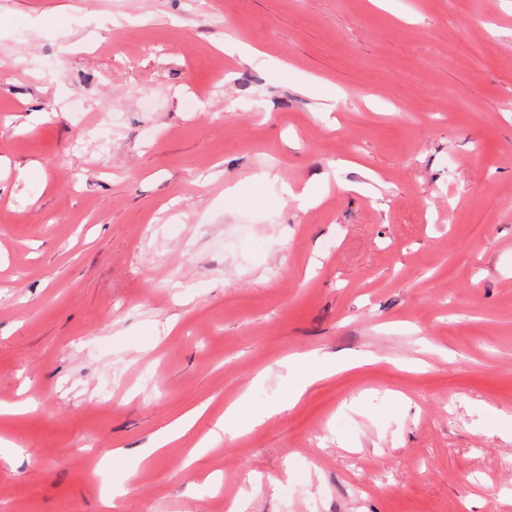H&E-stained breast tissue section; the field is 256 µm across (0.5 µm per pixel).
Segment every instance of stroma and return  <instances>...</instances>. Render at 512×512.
<instances>
[{"label":"stroma","mask_w":512,"mask_h":512,"mask_svg":"<svg viewBox=\"0 0 512 512\" xmlns=\"http://www.w3.org/2000/svg\"><path fill=\"white\" fill-rule=\"evenodd\" d=\"M510 94L512 0H0V512H512ZM350 364L351 362H336L302 371L296 378L292 389L288 392V402L297 401L317 380L334 374ZM202 413L201 408H194L179 417L170 427L166 435L162 436L154 445L155 448H161L166 443L178 438L191 428L196 418ZM153 448V449H155Z\"/></svg>","instance_id":"1"}]
</instances>
